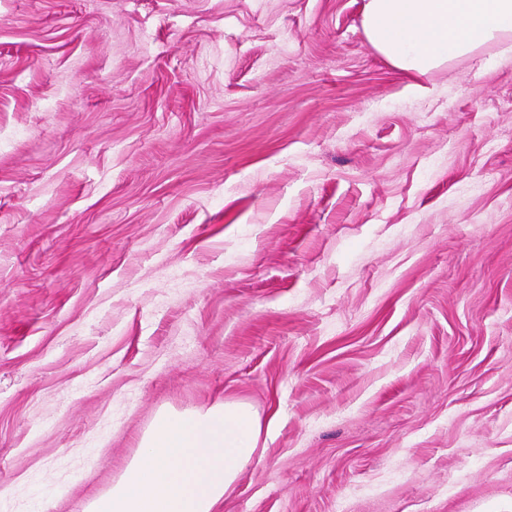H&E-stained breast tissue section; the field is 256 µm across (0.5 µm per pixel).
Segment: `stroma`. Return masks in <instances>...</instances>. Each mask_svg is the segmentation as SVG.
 <instances>
[{"label":"stroma","instance_id":"obj_1","mask_svg":"<svg viewBox=\"0 0 512 512\" xmlns=\"http://www.w3.org/2000/svg\"><path fill=\"white\" fill-rule=\"evenodd\" d=\"M366 0H0V512L158 413L272 428L217 512H512V51ZM361 26L372 48L419 81L512 39V0H367Z\"/></svg>","mask_w":512,"mask_h":512}]
</instances>
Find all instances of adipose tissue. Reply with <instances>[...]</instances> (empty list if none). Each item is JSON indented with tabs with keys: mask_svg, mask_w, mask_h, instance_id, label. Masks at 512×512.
Segmentation results:
<instances>
[{
	"mask_svg": "<svg viewBox=\"0 0 512 512\" xmlns=\"http://www.w3.org/2000/svg\"><path fill=\"white\" fill-rule=\"evenodd\" d=\"M361 26L391 66L423 81L512 40V0H367ZM262 432L259 414L243 403L160 414L124 472L84 512H215Z\"/></svg>",
	"mask_w": 512,
	"mask_h": 512,
	"instance_id": "obj_1",
	"label": "adipose tissue"
}]
</instances>
